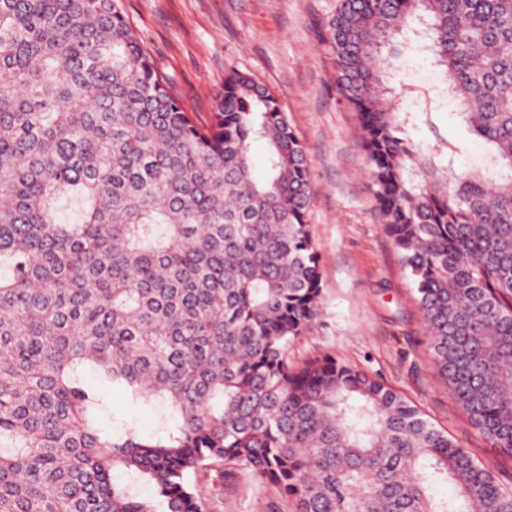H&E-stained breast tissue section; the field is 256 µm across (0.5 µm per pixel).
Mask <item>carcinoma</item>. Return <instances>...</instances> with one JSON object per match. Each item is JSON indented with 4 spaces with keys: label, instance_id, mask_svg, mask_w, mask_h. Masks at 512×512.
Returning <instances> with one entry per match:
<instances>
[{
    "label": "carcinoma",
    "instance_id": "obj_1",
    "mask_svg": "<svg viewBox=\"0 0 512 512\" xmlns=\"http://www.w3.org/2000/svg\"><path fill=\"white\" fill-rule=\"evenodd\" d=\"M421 26L487 145L479 172L438 167L459 143L409 137L444 90L403 112L383 87L394 37ZM326 31L433 362L512 460V0H340ZM310 195L252 77L229 73L200 124L121 0H0V512H213L196 475L218 463L288 512H512V487L382 381L289 358L322 311ZM88 367L166 405L165 434L101 430Z\"/></svg>",
    "mask_w": 512,
    "mask_h": 512
}]
</instances>
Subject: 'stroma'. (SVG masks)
Segmentation results:
<instances>
[{
	"instance_id": "1",
	"label": "stroma",
	"mask_w": 512,
	"mask_h": 512,
	"mask_svg": "<svg viewBox=\"0 0 512 512\" xmlns=\"http://www.w3.org/2000/svg\"><path fill=\"white\" fill-rule=\"evenodd\" d=\"M340 0H123L157 69L174 94L205 122L237 70L279 98L310 159L308 222L320 252L322 315L308 336L293 343L294 361L328 353L367 371L419 407L482 464L512 486V461L472 430L433 365L415 287L401 254L382 228L356 112L336 84L325 24ZM440 71L423 48L387 73L400 107L412 87L439 85ZM442 135L464 144L453 162L476 171L485 146L445 105L437 116ZM85 381L102 389V428L113 418L133 423L144 436L160 432L157 410L133 405L119 388L102 386L93 370ZM199 481L224 504L217 512H273L268 485L251 471L217 469Z\"/></svg>"
}]
</instances>
